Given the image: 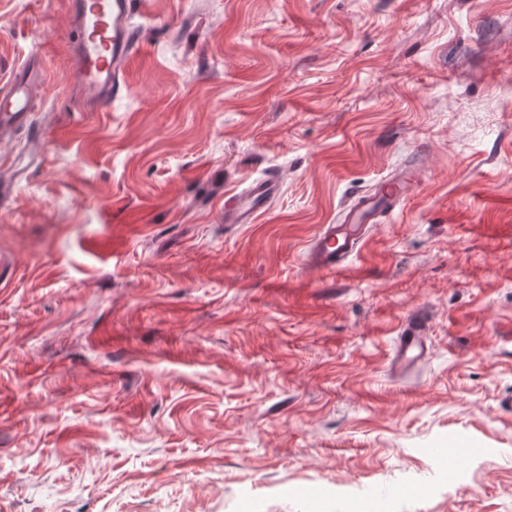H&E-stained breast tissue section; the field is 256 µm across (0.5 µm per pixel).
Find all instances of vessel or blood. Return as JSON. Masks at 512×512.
Returning a JSON list of instances; mask_svg holds the SVG:
<instances>
[{"mask_svg":"<svg viewBox=\"0 0 512 512\" xmlns=\"http://www.w3.org/2000/svg\"><path fill=\"white\" fill-rule=\"evenodd\" d=\"M70 23L79 28L81 41L75 49L80 64L83 99L87 107L108 111L128 86L124 78L128 59L137 49L131 22L143 12L142 0H70ZM27 65H20L6 85L0 86V138L13 135L28 121L29 81ZM412 176L389 178L379 193L358 195L335 224L320 225L307 252L309 267L320 271L341 270L358 251L368 226L385 206L403 200ZM276 176L252 181L224 199V221L251 224L265 212L275 194ZM423 316H408L397 350L400 365L424 358Z\"/></svg>","mask_w":512,"mask_h":512,"instance_id":"obj_1","label":"vessel or blood"}]
</instances>
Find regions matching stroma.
<instances>
[{"label": "stroma", "instance_id": "35a3bbf8", "mask_svg": "<svg viewBox=\"0 0 512 512\" xmlns=\"http://www.w3.org/2000/svg\"><path fill=\"white\" fill-rule=\"evenodd\" d=\"M68 8L0 0V83L47 73L0 142V512H512V0H146L106 112ZM277 178L269 175L252 181L238 193L224 197V221L228 224H252L265 212L275 194ZM413 181L414 176H393L379 193L358 195L338 224L320 225L308 248V266L320 271L341 270L347 259L358 251L368 224L385 206L403 200ZM423 316L415 312L408 316L397 350V362L406 366L426 355L425 337L421 333Z\"/></svg>", "mask_w": 512, "mask_h": 512}]
</instances>
